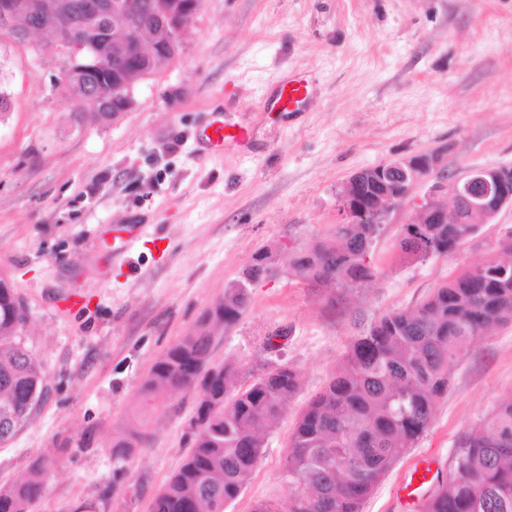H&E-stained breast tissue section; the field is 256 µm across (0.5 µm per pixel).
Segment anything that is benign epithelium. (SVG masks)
<instances>
[{
  "mask_svg": "<svg viewBox=\"0 0 512 512\" xmlns=\"http://www.w3.org/2000/svg\"><path fill=\"white\" fill-rule=\"evenodd\" d=\"M31 18L23 28L16 26L18 13ZM159 24L141 29L131 18L125 35L112 53V102L117 112L133 104L136 83L153 72L157 57L174 55L181 44V27L195 14V0H155ZM128 13L124 0H0V31L10 32L17 44L27 46L33 35L51 27L56 42L66 56L59 83L72 93L70 76L76 69L99 67L96 52H85L82 33L85 22H97ZM434 154H420L353 174L339 194V212L348 224H383L413 187L438 166ZM446 195L447 207L436 201ZM512 206V169L485 167L460 177L441 175L421 200L412 224H461L467 212H482L493 219L505 206Z\"/></svg>",
  "mask_w": 512,
  "mask_h": 512,
  "instance_id": "benign-epithelium-1",
  "label": "benign epithelium"
}]
</instances>
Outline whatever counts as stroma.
<instances>
[{"mask_svg": "<svg viewBox=\"0 0 512 512\" xmlns=\"http://www.w3.org/2000/svg\"><path fill=\"white\" fill-rule=\"evenodd\" d=\"M42 42L0 32L10 97L0 115V276L26 306L18 337L45 373L43 398L0 446V486L51 454L57 464L29 512H148L190 449L194 394L168 396L128 462L113 460L112 443L153 363L268 249L273 274L251 289L240 320L217 330L210 363L233 364L243 384L281 365L300 373L225 512L286 501L290 429L341 363L354 316L413 307L500 255L512 235L507 206L456 253L405 261L397 243L422 183L382 225L363 286L315 292L289 268L340 222L338 195L355 172L421 153L452 176L512 166V0H202L178 53L107 120L58 86L65 58ZM299 76L308 80L299 111L263 110ZM220 113L249 137L213 154L204 133ZM282 326L287 341L267 351ZM511 394L507 323L457 363L428 430L362 512H417L461 434ZM423 460L426 483L403 497L399 485Z\"/></svg>", "mask_w": 512, "mask_h": 512, "instance_id": "35a3bbf8", "label": "stroma"}]
</instances>
